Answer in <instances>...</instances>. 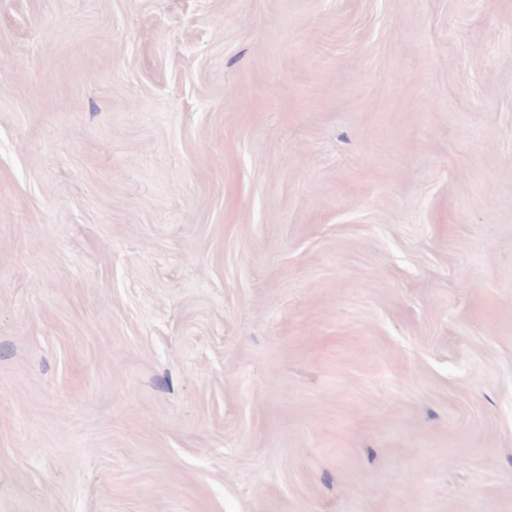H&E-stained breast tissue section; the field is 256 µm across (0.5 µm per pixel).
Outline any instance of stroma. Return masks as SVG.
Here are the masks:
<instances>
[{
	"instance_id": "35a3bbf8",
	"label": "stroma",
	"mask_w": 512,
	"mask_h": 512,
	"mask_svg": "<svg viewBox=\"0 0 512 512\" xmlns=\"http://www.w3.org/2000/svg\"><path fill=\"white\" fill-rule=\"evenodd\" d=\"M0 512H512V0H0Z\"/></svg>"
}]
</instances>
